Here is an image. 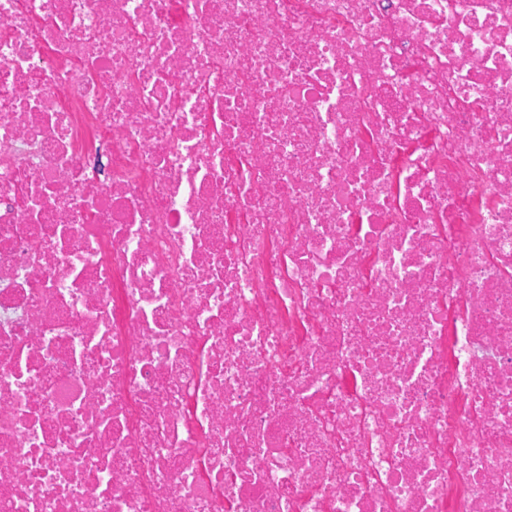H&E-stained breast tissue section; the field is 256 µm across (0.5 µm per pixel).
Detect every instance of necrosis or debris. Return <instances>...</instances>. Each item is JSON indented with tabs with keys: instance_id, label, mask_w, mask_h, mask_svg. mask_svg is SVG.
I'll return each mask as SVG.
<instances>
[{
	"instance_id": "obj_1",
	"label": "necrosis or debris",
	"mask_w": 512,
	"mask_h": 512,
	"mask_svg": "<svg viewBox=\"0 0 512 512\" xmlns=\"http://www.w3.org/2000/svg\"><path fill=\"white\" fill-rule=\"evenodd\" d=\"M0 512H512V0H0Z\"/></svg>"
}]
</instances>
